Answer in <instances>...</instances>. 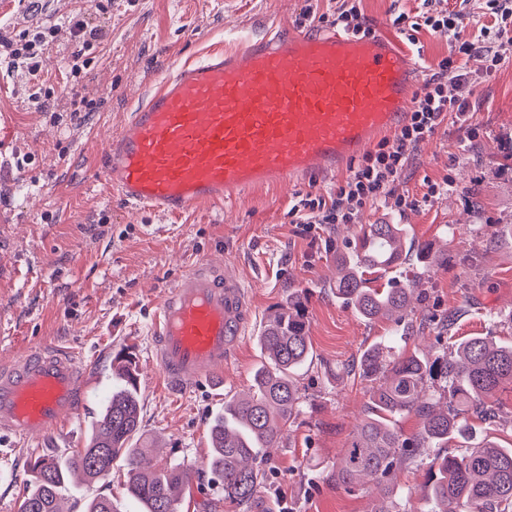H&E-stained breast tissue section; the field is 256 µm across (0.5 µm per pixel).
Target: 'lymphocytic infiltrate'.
Returning <instances> with one entry per match:
<instances>
[{
  "mask_svg": "<svg viewBox=\"0 0 512 512\" xmlns=\"http://www.w3.org/2000/svg\"><path fill=\"white\" fill-rule=\"evenodd\" d=\"M487 6L495 16V24L482 27L473 35L466 32L462 13L435 10L432 0H423L422 10L403 26L402 32L414 45L424 30L448 36L450 55L434 64L430 78L422 93L415 96L395 139H381L337 182L335 192L329 196L299 195L289 213L303 233H312L320 224L355 223L366 204L389 195L420 143L431 137L445 120L454 119L460 129L471 130L475 104L473 79L466 62L476 54H483V72L492 75L499 59L488 52L487 45L491 39L512 32V0H487ZM302 18L309 22H328L361 36L373 32L361 19L358 0H337L335 10L329 15L316 14L309 7L303 11ZM52 35L51 28L42 27L7 41L0 39V63L23 68L31 79H39V57Z\"/></svg>",
  "mask_w": 512,
  "mask_h": 512,
  "instance_id": "lymphocytic-infiltrate-1",
  "label": "lymphocytic infiltrate"
}]
</instances>
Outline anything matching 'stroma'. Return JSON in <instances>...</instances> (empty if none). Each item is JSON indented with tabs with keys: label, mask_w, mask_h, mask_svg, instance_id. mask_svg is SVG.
<instances>
[{
	"label": "stroma",
	"mask_w": 512,
	"mask_h": 512,
	"mask_svg": "<svg viewBox=\"0 0 512 512\" xmlns=\"http://www.w3.org/2000/svg\"><path fill=\"white\" fill-rule=\"evenodd\" d=\"M308 0H39L28 8L0 0V36L54 28L42 56L45 81L23 68L0 65V363L45 342L73 348L88 364L89 391L66 436L0 445V512H17L35 455L64 456L86 443L89 429L112 395V360L126 351L140 369V436L150 462L175 460L194 468L191 495L181 512H248L226 502L207 466L209 428L224 401L247 393L261 362L256 338L288 293H305L313 356L296 375L303 407L268 465L269 496L282 512H371L380 491L356 494L327 475L350 439L368 399V381L344 367L368 346L395 334L394 323L369 322L338 300L336 256L368 224H402L408 240L447 250L445 266L408 257L401 272L426 298L415 314L460 317L453 334L512 341V244L497 241L512 224V37L494 40L500 64L483 73L476 56L473 122L467 140L445 121L410 160L386 199L368 204L353 224H323L298 234L289 210L299 194L326 195L336 177L247 190L221 205L178 217L134 210L112 196L100 178L101 151L119 133L154 84L207 49L228 46L230 32L247 40L264 27L297 23ZM420 0H362L367 20L400 39L399 15H415ZM81 17L97 35L93 60L77 78L68 72L79 45L69 20ZM450 178L447 191L423 200L427 181ZM419 198L400 210L399 195ZM224 258L251 291L246 334L224 368V386L170 393L151 356L148 323L164 292L192 264ZM495 416L477 433L512 441V386L493 398ZM127 468L92 488L67 491L64 512H83L84 498H110L117 512H136L127 496ZM426 464L400 471L392 503L397 512H424Z\"/></svg>",
	"instance_id": "35a3bbf8"
}]
</instances>
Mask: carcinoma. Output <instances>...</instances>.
Wrapping results in <instances>:
<instances>
[{"mask_svg":"<svg viewBox=\"0 0 512 512\" xmlns=\"http://www.w3.org/2000/svg\"><path fill=\"white\" fill-rule=\"evenodd\" d=\"M406 244L403 224H368L348 256L336 258V298L368 320H391L409 330L407 308L416 281L393 278L385 288H372L370 275L387 273L402 263ZM456 318L431 323L420 318L413 332L451 333ZM257 343L265 358L253 375V391L224 400V413L210 428L209 465L224 485V500L253 512L274 509L261 497L269 480L266 450L275 447L300 414L301 394L293 374L312 356L304 316V295L294 291L267 319ZM112 370V396L91 427L87 444L64 458L29 464L31 489L18 512H63L61 499L74 474L92 483L103 479L119 458L127 460V490L139 512H179L181 494L191 469L164 462L141 465L135 438L140 431V390L134 357L119 355ZM348 373L371 382L364 417L347 447L341 449L329 479L347 493L373 483L385 494L404 465L446 448L461 439L460 454L435 455L429 462L423 496L428 512H512V448L476 436L473 420L495 416L497 388L512 383V344L499 345L491 336H470L455 343L454 353L434 359L407 356L389 346L365 349ZM401 416L417 419L404 434L396 427Z\"/></svg>","mask_w":512,"mask_h":512,"instance_id":"obj_1","label":"carcinoma"}]
</instances>
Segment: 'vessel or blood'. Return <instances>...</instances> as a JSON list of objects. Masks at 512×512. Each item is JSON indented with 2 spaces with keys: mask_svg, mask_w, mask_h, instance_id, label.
<instances>
[{
  "mask_svg": "<svg viewBox=\"0 0 512 512\" xmlns=\"http://www.w3.org/2000/svg\"><path fill=\"white\" fill-rule=\"evenodd\" d=\"M418 65L386 36L267 30L162 78L110 141L103 183L127 205L171 216L250 188L328 177L380 134L401 128ZM252 311L239 276L201 262L163 297L153 359L175 394L222 379ZM88 367L73 350H22L0 368V435L57 433L79 414Z\"/></svg>",
  "mask_w": 512,
  "mask_h": 512,
  "instance_id": "vessel-or-blood-1",
  "label": "vessel or blood"
}]
</instances>
